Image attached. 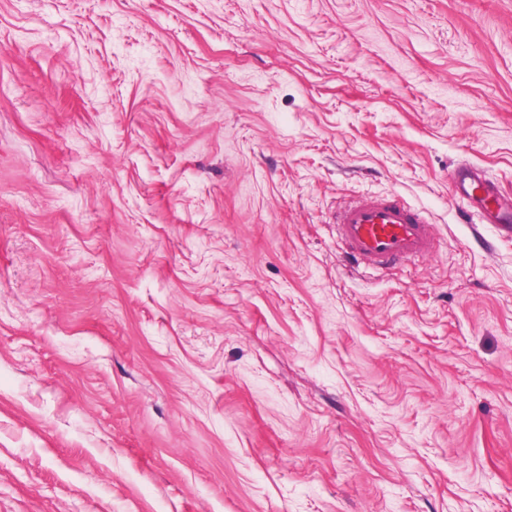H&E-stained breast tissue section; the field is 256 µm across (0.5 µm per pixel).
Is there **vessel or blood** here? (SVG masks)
Segmentation results:
<instances>
[{
    "mask_svg": "<svg viewBox=\"0 0 512 512\" xmlns=\"http://www.w3.org/2000/svg\"><path fill=\"white\" fill-rule=\"evenodd\" d=\"M451 188L469 219L512 232V205L499 196L491 180L459 168L451 175ZM335 224L343 255L355 270L397 266L437 252L432 224L396 195L354 200L337 211Z\"/></svg>",
    "mask_w": 512,
    "mask_h": 512,
    "instance_id": "vessel-or-blood-1",
    "label": "vessel or blood"
}]
</instances>
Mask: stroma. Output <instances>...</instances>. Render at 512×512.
<instances>
[{
  "mask_svg": "<svg viewBox=\"0 0 512 512\" xmlns=\"http://www.w3.org/2000/svg\"><path fill=\"white\" fill-rule=\"evenodd\" d=\"M512 0H0V512H512ZM396 193L432 258L347 271ZM451 188L455 198L467 208L463 213L469 223L496 224L507 233H512V205L506 204L497 192L494 183L469 168H458L451 175Z\"/></svg>",
  "mask_w": 512,
  "mask_h": 512,
  "instance_id": "obj_1",
  "label": "stroma"
}]
</instances>
